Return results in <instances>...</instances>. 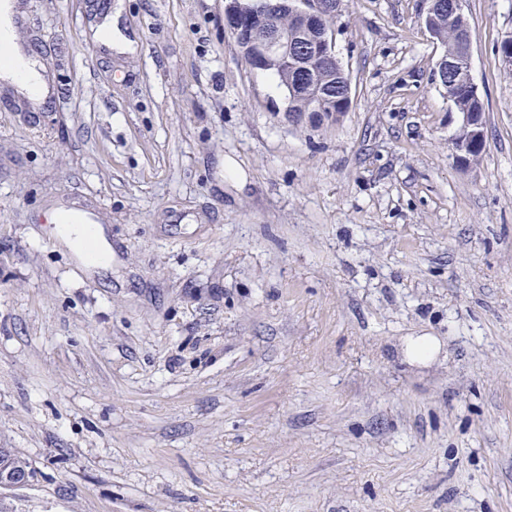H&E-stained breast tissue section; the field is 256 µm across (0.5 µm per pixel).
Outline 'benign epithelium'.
<instances>
[{"label": "benign epithelium", "instance_id": "1", "mask_svg": "<svg viewBox=\"0 0 512 512\" xmlns=\"http://www.w3.org/2000/svg\"><path fill=\"white\" fill-rule=\"evenodd\" d=\"M450 9L466 18L465 0H429L428 10ZM276 10H286L294 19L297 39L312 36L317 41V57L322 64L336 63L334 33L323 26L324 6L321 0H267L258 7L244 5V0H224V32L229 34L240 49L248 67L264 71L270 64H279L289 53H304L307 46L288 41V34L275 31L266 34L257 44L246 36L245 26L263 23L265 17ZM484 117L481 112H460L453 136L457 137L454 158L460 166L467 164V153L483 136ZM37 478L36 472L26 467L0 470V492L14 491L30 485Z\"/></svg>", "mask_w": 512, "mask_h": 512}]
</instances>
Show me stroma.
I'll use <instances>...</instances> for the list:
<instances>
[{"label": "stroma", "mask_w": 512, "mask_h": 512, "mask_svg": "<svg viewBox=\"0 0 512 512\" xmlns=\"http://www.w3.org/2000/svg\"><path fill=\"white\" fill-rule=\"evenodd\" d=\"M54 92L0 80L11 512H512V0H466L460 169L427 0H341L344 118L289 124L224 0H10ZM120 11L133 47L97 30ZM112 268L60 246L65 210ZM442 343L408 364L405 337ZM469 66V60H467L463 55L460 56L455 70L448 72V85H442L448 90V100L452 102L457 110L456 113L458 114L457 125L452 138H455L458 135L460 138L457 140L458 144L455 147L452 139L451 144L452 149L454 148V158L459 166H466L467 153L475 143L476 144L470 150L469 154L471 164L475 165L479 163L486 147V140L480 141L483 136L484 125L482 112H485V109L483 107V103L481 102L480 112H472L476 106L475 102L472 101V98L470 97L469 89L476 97L479 96L473 76L470 71L463 76L468 87L461 83L460 77H457V74L460 71H465ZM8 450L10 455H2L3 450ZM26 467H20V465ZM0 465H7V468L2 471L0 466V492L14 491L30 485L37 478L36 472L32 471L28 463L18 456L10 448H0ZM18 466L16 468H12Z\"/></svg>", "instance_id": "35a3bbf8"}]
</instances>
